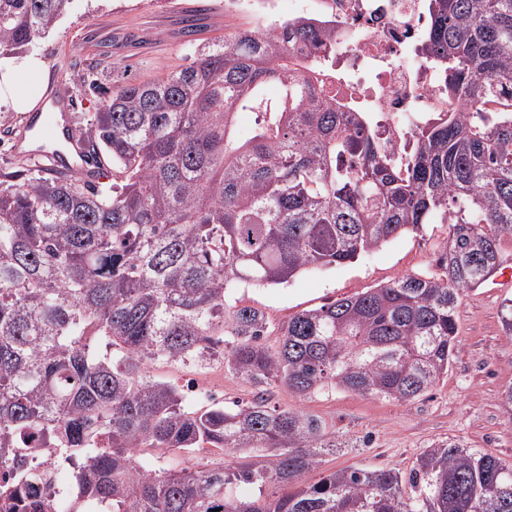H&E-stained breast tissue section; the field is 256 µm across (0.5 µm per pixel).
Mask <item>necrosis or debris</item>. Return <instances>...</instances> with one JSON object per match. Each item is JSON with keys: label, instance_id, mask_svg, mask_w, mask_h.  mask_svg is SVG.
<instances>
[{"label": "necrosis or debris", "instance_id": "1", "mask_svg": "<svg viewBox=\"0 0 512 512\" xmlns=\"http://www.w3.org/2000/svg\"><path fill=\"white\" fill-rule=\"evenodd\" d=\"M231 6L262 27L287 16L325 27L337 66L326 71L309 57L313 86L320 95H335L337 111L371 113L394 158L417 127L450 109L442 75L416 52L428 21L424 0H232Z\"/></svg>", "mask_w": 512, "mask_h": 512}]
</instances>
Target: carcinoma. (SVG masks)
Instances as JSON below:
<instances>
[{
  "instance_id": "cac0c4a2",
  "label": "carcinoma",
  "mask_w": 512,
  "mask_h": 512,
  "mask_svg": "<svg viewBox=\"0 0 512 512\" xmlns=\"http://www.w3.org/2000/svg\"><path fill=\"white\" fill-rule=\"evenodd\" d=\"M70 0H0V55L53 29ZM419 53L453 111L419 128L404 169L362 112L318 100L294 45L333 59L306 18L198 46L151 82L103 91L88 137L114 182L42 169L0 174V487L13 512H49L19 448L78 469L75 512H512V464L457 440L407 473L352 466L314 482L335 433L269 406L281 383L408 404L448 373L460 294L512 263V0H427ZM270 82L280 85L266 96ZM255 112L240 138L234 115ZM437 271L269 321L227 290L279 286L353 262L434 215ZM224 365L249 402L191 408L151 361ZM143 448H216L227 465L167 469ZM252 489L243 496L240 490Z\"/></svg>"
}]
</instances>
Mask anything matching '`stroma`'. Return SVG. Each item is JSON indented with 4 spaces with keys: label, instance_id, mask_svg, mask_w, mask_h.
I'll use <instances>...</instances> for the list:
<instances>
[{
    "label": "stroma",
    "instance_id": "obj_1",
    "mask_svg": "<svg viewBox=\"0 0 512 512\" xmlns=\"http://www.w3.org/2000/svg\"><path fill=\"white\" fill-rule=\"evenodd\" d=\"M252 25L248 16L219 9L216 0H71L56 27L35 37L24 53L46 62L32 83L64 73L76 103L71 120L85 135L100 104L81 87L92 68L104 66L103 80L109 86L140 84L188 65L199 43L227 39ZM26 122L25 115L0 107V173L30 167L15 145ZM447 237V225L428 224L352 263L308 271L285 286H240L230 294L264 311L275 326L299 311L403 275L434 271ZM508 297L512 268L461 296L458 345L448 374L411 404L337 390L298 397L283 385L271 389L269 402L303 409L335 432L342 447L324 457L319 469L323 475L352 465L406 472L425 448L448 439L512 463V417L501 405L502 392L512 385V340L501 322V303ZM147 371L152 378L177 384L193 378L211 400L241 402L254 395L253 386L217 356L201 365L152 362Z\"/></svg>",
    "mask_w": 512,
    "mask_h": 512
}]
</instances>
